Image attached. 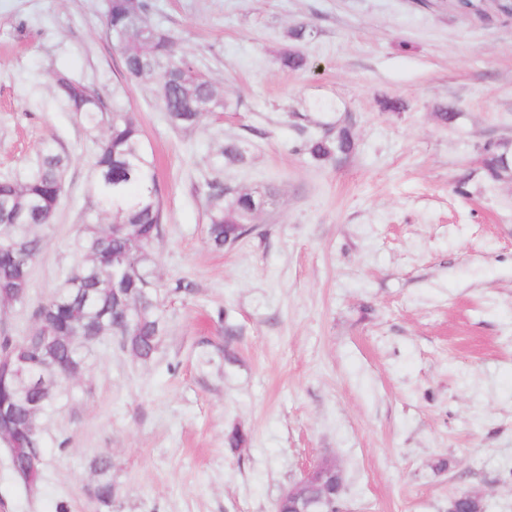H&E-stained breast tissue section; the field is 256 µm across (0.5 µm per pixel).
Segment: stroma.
<instances>
[{"label":"stroma","instance_id":"obj_1","mask_svg":"<svg viewBox=\"0 0 512 512\" xmlns=\"http://www.w3.org/2000/svg\"><path fill=\"white\" fill-rule=\"evenodd\" d=\"M151 4L226 101L189 130L152 84L125 78L105 0H0V178H26L47 142L70 159L29 301L0 312V330L25 335L80 261L84 225L109 221L96 136L60 75L142 128L164 203L152 257L167 320L151 360L108 336L87 347L42 418L38 490L0 447V512H276L322 457L342 471L343 512H448L464 492L512 512V178L483 174L484 145L512 142V16L494 0L480 15L455 0ZM291 50L299 69L282 63ZM322 100L356 145L319 165L300 145ZM231 141L244 162L213 169ZM212 180L274 193L221 251L205 234ZM180 279L191 292L172 293ZM235 427L248 441L233 451ZM104 455L109 507L92 493Z\"/></svg>","mask_w":512,"mask_h":512}]
</instances>
